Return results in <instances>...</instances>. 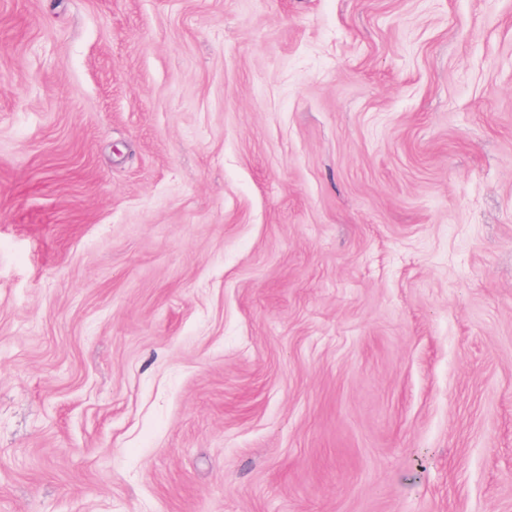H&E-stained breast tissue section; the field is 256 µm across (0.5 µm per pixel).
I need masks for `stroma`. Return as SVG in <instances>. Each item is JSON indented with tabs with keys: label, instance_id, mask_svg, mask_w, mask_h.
<instances>
[{
	"label": "stroma",
	"instance_id": "stroma-1",
	"mask_svg": "<svg viewBox=\"0 0 512 512\" xmlns=\"http://www.w3.org/2000/svg\"><path fill=\"white\" fill-rule=\"evenodd\" d=\"M0 512H512V0H0Z\"/></svg>",
	"mask_w": 512,
	"mask_h": 512
}]
</instances>
